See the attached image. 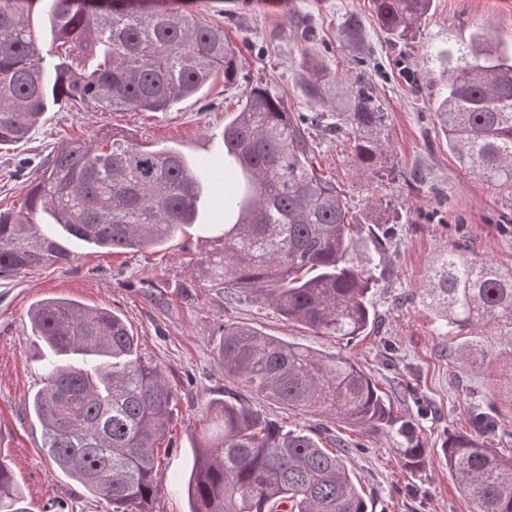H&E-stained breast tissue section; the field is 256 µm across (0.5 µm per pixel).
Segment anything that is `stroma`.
<instances>
[{"mask_svg":"<svg viewBox=\"0 0 512 512\" xmlns=\"http://www.w3.org/2000/svg\"><path fill=\"white\" fill-rule=\"evenodd\" d=\"M187 2L223 27L237 54L236 82L215 79L165 112H97L51 104L30 141L0 149V210L23 205L35 170L48 155L75 141L107 142L116 129L139 145L177 148L193 163L223 162L224 125L251 86L267 87L290 111H311L303 80L306 59L313 55L330 74L326 111L341 106L360 78L387 114L377 133L385 150L370 168L360 162L349 138H335L319 126L313 130L316 166L346 194L359 224L361 250L371 249L376 235L390 237L384 276L370 295L381 322L339 344L251 297L227 295L202 264L221 247L224 234V209L210 192L200 202L195 224L163 246L112 253L71 240L70 264L0 276V455L11 467L26 512H112L108 501L87 493L56 467L29 407L43 384L44 351L32 343L28 312L54 297L118 314L137 339L138 355L163 367L177 390L153 512H189L186 479L193 444L211 431L202 410L228 391L281 425L305 430L323 447L342 441L373 512H465L442 448L449 433H466L470 426L461 390L452 382L448 339L434 335L433 314L422 297L433 261L458 238L467 239L471 254L512 267V186L465 174L449 151L436 114L448 73L436 53L467 42L480 27L511 47L512 0H433L418 29L401 40L381 29L372 0H284L274 11L259 0ZM387 201L397 203L404 220L371 223ZM228 323L356 360L390 397L395 415L415 422L427 450L423 467L414 473L406 469L389 433L368 432L325 414L303 416L225 382L217 348ZM387 342L396 348L389 362L383 357ZM403 380L427 398L431 414L418 417L414 403L398 393Z\"/></svg>","mask_w":512,"mask_h":512,"instance_id":"1","label":"stroma"}]
</instances>
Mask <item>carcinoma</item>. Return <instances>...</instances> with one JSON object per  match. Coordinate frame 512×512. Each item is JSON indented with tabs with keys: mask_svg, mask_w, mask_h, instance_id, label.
Returning a JSON list of instances; mask_svg holds the SVG:
<instances>
[{
	"mask_svg": "<svg viewBox=\"0 0 512 512\" xmlns=\"http://www.w3.org/2000/svg\"><path fill=\"white\" fill-rule=\"evenodd\" d=\"M378 23L400 38L420 24L432 0H374ZM47 11L59 63L44 76L35 10ZM448 85L437 117L461 168L495 185L512 184V51L476 32L438 52ZM224 74L237 73L224 28L160 0H0V146L27 141L48 102L100 112L164 111ZM327 74L314 65L304 80L322 105ZM385 113L363 86L336 109L305 121L261 85L251 87L224 124V157L241 165L194 169L178 149L112 136L102 146L75 142L52 155L24 206L0 211V275L73 260L63 238L119 252L154 248L194 224L202 182L218 192L229 171L243 182L224 194V245L204 260L213 280L247 294L319 336L354 339L378 325L367 300L387 237L362 255L344 193L316 168L308 123L352 147L372 166ZM49 214L55 230L39 224ZM426 302L434 332L448 337L452 362L488 374L492 387L469 402L471 426L490 436L512 422V269L468 255L454 241L431 268ZM31 334L51 353L32 411L57 467L112 512H151L176 389L164 369L137 355L125 321L106 309L60 298L29 312ZM218 360L224 379L302 415L334 414L365 431L393 434L408 470L427 449L413 424L349 356L317 351L243 324L224 326ZM205 414L217 431L196 445L187 481L190 512H368L346 462L300 429H286L244 401H213ZM468 512H512V454L459 434L442 448ZM8 463L0 458V512H25Z\"/></svg>",
	"mask_w": 512,
	"mask_h": 512,
	"instance_id": "obj_1",
	"label": "carcinoma"
}]
</instances>
